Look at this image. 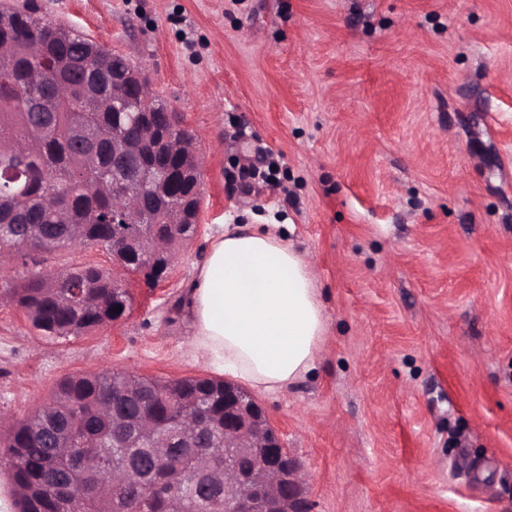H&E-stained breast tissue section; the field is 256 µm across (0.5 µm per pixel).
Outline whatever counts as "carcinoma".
Instances as JSON below:
<instances>
[{
	"mask_svg": "<svg viewBox=\"0 0 512 512\" xmlns=\"http://www.w3.org/2000/svg\"><path fill=\"white\" fill-rule=\"evenodd\" d=\"M35 12L30 0L0 5V41L14 48L10 71L0 77V256L18 253L27 242L32 250L23 265H44L62 251L98 246L123 267L152 239L163 242L161 260L175 262L194 233L200 208L188 150L194 135L175 114L155 117L157 138L172 139L171 152L160 157L139 146L130 127L137 103L118 113L143 163L163 160L187 175L178 177L170 193L183 206V223H112V183L125 181L127 171L112 164L110 151L98 164L87 153L92 142L112 133V101L87 115L75 98H65L50 128L41 130L30 124L19 98L33 70L43 73L48 91L59 81L79 83L91 74L109 92L113 74L130 75L136 65L85 36L35 18ZM0 298L20 308L43 335L59 338L107 325L116 319L113 307L127 313L133 303L114 271L91 264L42 277H0ZM134 382L135 389H128L124 376L109 369L70 375L29 417L11 423L0 415V427L8 425L0 448L12 461L18 512H68L66 487L73 481L84 485L79 512H224L222 489L194 477L196 456L224 468V380L163 382L136 375ZM144 413L161 436L172 434L186 417H197L202 422L197 447L185 448L173 437L169 468L146 470L151 448L137 428ZM51 435L74 449L65 467L53 464ZM82 457L95 464L78 469L75 462Z\"/></svg>",
	"mask_w": 512,
	"mask_h": 512,
	"instance_id": "obj_1",
	"label": "carcinoma"
}]
</instances>
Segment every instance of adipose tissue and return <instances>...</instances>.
Returning <instances> with one entry per match:
<instances>
[{
	"label": "adipose tissue",
	"mask_w": 512,
	"mask_h": 512,
	"mask_svg": "<svg viewBox=\"0 0 512 512\" xmlns=\"http://www.w3.org/2000/svg\"><path fill=\"white\" fill-rule=\"evenodd\" d=\"M185 306L196 358L267 392L314 369L327 330L308 262L270 225L216 236Z\"/></svg>",
	"instance_id": "1"
}]
</instances>
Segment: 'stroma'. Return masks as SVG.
Returning a JSON list of instances; mask_svg holds the SVG:
<instances>
[{"mask_svg": "<svg viewBox=\"0 0 512 512\" xmlns=\"http://www.w3.org/2000/svg\"><path fill=\"white\" fill-rule=\"evenodd\" d=\"M145 67L202 159L196 236L127 317L0 303V411L64 376L208 377L185 290L225 224H280L327 318L257 393L312 512H512V0H33Z\"/></svg>", "mask_w": 512, "mask_h": 512, "instance_id": "1", "label": "stroma"}]
</instances>
